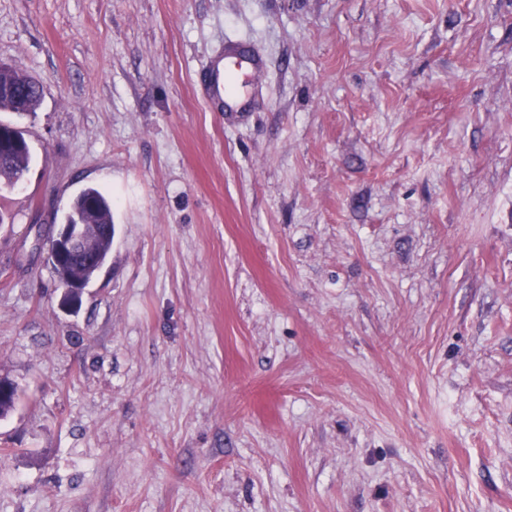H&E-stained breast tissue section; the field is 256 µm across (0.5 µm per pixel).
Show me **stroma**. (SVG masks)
I'll list each match as a JSON object with an SVG mask.
<instances>
[{
  "label": "stroma",
  "instance_id": "obj_1",
  "mask_svg": "<svg viewBox=\"0 0 512 512\" xmlns=\"http://www.w3.org/2000/svg\"><path fill=\"white\" fill-rule=\"evenodd\" d=\"M0 62L45 89L0 110V512H512V0H0ZM224 48V76L222 90L224 92V112L233 114L245 110L249 102L247 94H229L225 90V75L234 69L240 76L245 75L252 85L262 74L263 62L260 56L244 41L228 42ZM30 158L29 147H24L13 151L7 159H1L0 184L2 180L8 185L15 184L27 171ZM70 224H62L55 236V251L47 253L48 261L54 266L59 283L67 284L73 278H81L86 285L91 280L92 272L83 264L80 256L66 257L59 270L62 260L68 250L74 249L84 243V228L82 224H99L102 232L93 242L95 250L103 258H107L112 248V204L108 198L97 188L86 187L77 196L75 204L65 215ZM78 224V225H74ZM106 230V231H105Z\"/></svg>",
  "mask_w": 512,
  "mask_h": 512
}]
</instances>
